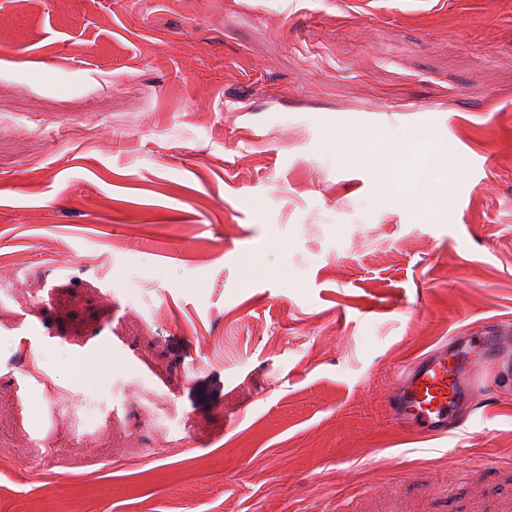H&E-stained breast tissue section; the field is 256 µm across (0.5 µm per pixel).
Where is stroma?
Segmentation results:
<instances>
[{"label":"stroma","instance_id":"obj_1","mask_svg":"<svg viewBox=\"0 0 512 512\" xmlns=\"http://www.w3.org/2000/svg\"><path fill=\"white\" fill-rule=\"evenodd\" d=\"M493 327L512 0H0V512H512L493 369L388 409ZM495 337H454L406 367L391 407L394 418L429 436L448 435L449 425L460 427L458 407H474L482 395L479 364L494 361L499 375L512 379V353L495 346Z\"/></svg>","mask_w":512,"mask_h":512}]
</instances>
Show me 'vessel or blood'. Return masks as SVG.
Wrapping results in <instances>:
<instances>
[{
	"label": "vessel or blood",
	"mask_w": 512,
	"mask_h": 512,
	"mask_svg": "<svg viewBox=\"0 0 512 512\" xmlns=\"http://www.w3.org/2000/svg\"><path fill=\"white\" fill-rule=\"evenodd\" d=\"M489 361L499 364L504 379H512V353L495 346L492 337L453 338L403 370L392 415L423 434L447 435L458 407L476 406L483 391L478 367Z\"/></svg>",
	"instance_id": "vessel-or-blood-1"
}]
</instances>
